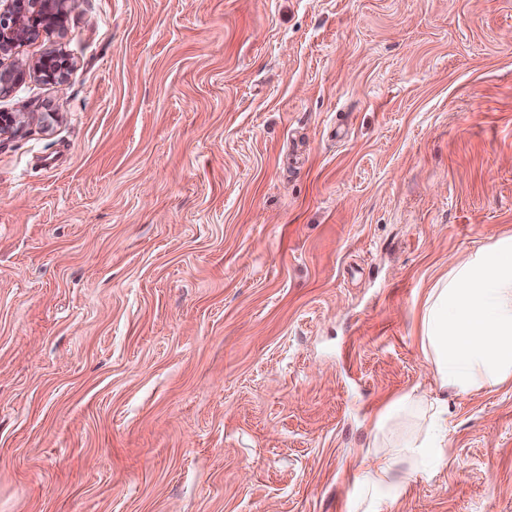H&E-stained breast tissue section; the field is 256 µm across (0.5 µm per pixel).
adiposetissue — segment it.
<instances>
[{"instance_id": "1", "label": "adipose tissue", "mask_w": 512, "mask_h": 512, "mask_svg": "<svg viewBox=\"0 0 512 512\" xmlns=\"http://www.w3.org/2000/svg\"><path fill=\"white\" fill-rule=\"evenodd\" d=\"M423 349L441 391L466 395L512 380V236L478 247L431 288L421 316ZM389 451L366 458L349 512H390L402 464L426 472L448 444V404L409 391L374 417Z\"/></svg>"}]
</instances>
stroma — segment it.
I'll return each instance as SVG.
<instances>
[{
	"label": "stroma",
	"instance_id": "1",
	"mask_svg": "<svg viewBox=\"0 0 512 512\" xmlns=\"http://www.w3.org/2000/svg\"><path fill=\"white\" fill-rule=\"evenodd\" d=\"M55 52L0 94V512H347L512 235V0H70ZM391 512H512V381ZM70 68L71 63L66 56L62 54H49L40 59L36 65V72L44 80L61 89L65 85V76Z\"/></svg>",
	"mask_w": 512,
	"mask_h": 512
}]
</instances>
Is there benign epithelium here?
Segmentation results:
<instances>
[{"instance_id":"7a95c632","label":"benign epithelium","mask_w":512,"mask_h":512,"mask_svg":"<svg viewBox=\"0 0 512 512\" xmlns=\"http://www.w3.org/2000/svg\"><path fill=\"white\" fill-rule=\"evenodd\" d=\"M66 0H0V58L12 53L14 45L25 37L39 34L48 27L64 26ZM71 63L62 54H49L36 65V72L44 80L63 89ZM26 64L13 61L8 67L0 63V93L27 77Z\"/></svg>"}]
</instances>
